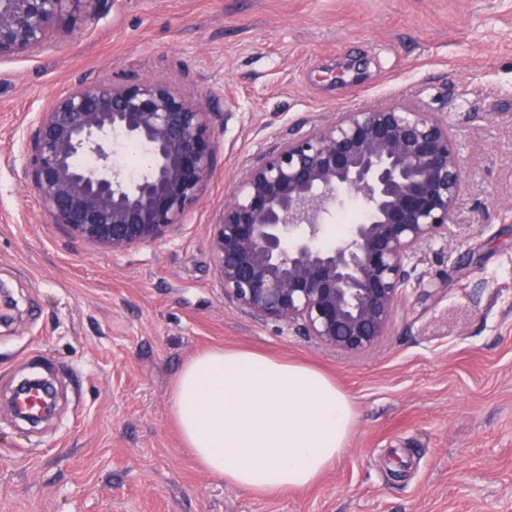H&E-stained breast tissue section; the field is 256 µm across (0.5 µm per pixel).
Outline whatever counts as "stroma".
<instances>
[{"label": "stroma", "mask_w": 512, "mask_h": 512, "mask_svg": "<svg viewBox=\"0 0 512 512\" xmlns=\"http://www.w3.org/2000/svg\"><path fill=\"white\" fill-rule=\"evenodd\" d=\"M149 76L211 112L213 173L180 231L115 253L52 224L24 154L81 82ZM440 112L466 194L412 258L387 338L357 356L225 301L210 246L247 166L340 113ZM0 512H512V0H112L0 61ZM310 365L353 404L342 455L257 498L199 466L170 412L200 352ZM57 392L30 426L33 366Z\"/></svg>", "instance_id": "1"}]
</instances>
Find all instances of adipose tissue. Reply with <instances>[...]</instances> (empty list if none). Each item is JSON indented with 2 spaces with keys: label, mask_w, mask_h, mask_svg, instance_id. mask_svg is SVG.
I'll use <instances>...</instances> for the list:
<instances>
[{
  "label": "adipose tissue",
  "mask_w": 512,
  "mask_h": 512,
  "mask_svg": "<svg viewBox=\"0 0 512 512\" xmlns=\"http://www.w3.org/2000/svg\"><path fill=\"white\" fill-rule=\"evenodd\" d=\"M171 412L204 469L258 497L316 483L342 454L354 417L320 371L247 349L188 362Z\"/></svg>",
  "instance_id": "adipose-tissue-1"
}]
</instances>
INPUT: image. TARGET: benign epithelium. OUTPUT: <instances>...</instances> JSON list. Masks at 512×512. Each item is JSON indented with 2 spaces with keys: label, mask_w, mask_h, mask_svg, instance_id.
Returning <instances> with one entry per match:
<instances>
[{
  "label": "benign epithelium",
  "mask_w": 512,
  "mask_h": 512,
  "mask_svg": "<svg viewBox=\"0 0 512 512\" xmlns=\"http://www.w3.org/2000/svg\"><path fill=\"white\" fill-rule=\"evenodd\" d=\"M104 4L0 0V61L44 47L66 18L96 17ZM32 126L25 163L52 223L114 252L175 234L211 177V113L160 78L80 82ZM117 137L147 149L138 176L112 161ZM463 193L443 116L404 105L344 112L243 172L211 238L224 300L362 354L388 336L411 259L448 237ZM344 197L359 202L361 220L326 243L321 221Z\"/></svg>",
  "instance_id": "7a95c632"
}]
</instances>
